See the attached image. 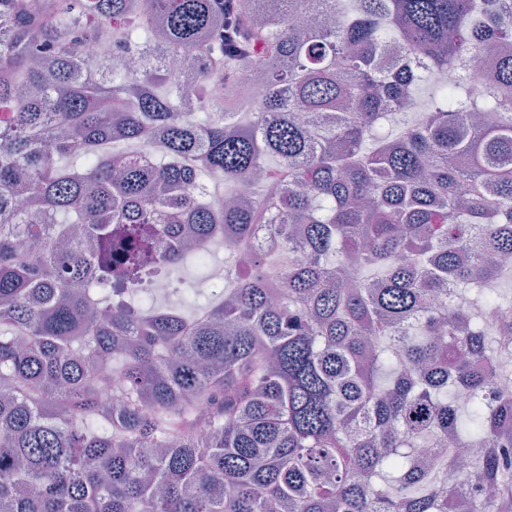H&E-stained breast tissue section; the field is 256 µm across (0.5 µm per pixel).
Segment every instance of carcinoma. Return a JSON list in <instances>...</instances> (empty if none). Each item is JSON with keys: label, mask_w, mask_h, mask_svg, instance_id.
<instances>
[{"label": "carcinoma", "mask_w": 512, "mask_h": 512, "mask_svg": "<svg viewBox=\"0 0 512 512\" xmlns=\"http://www.w3.org/2000/svg\"><path fill=\"white\" fill-rule=\"evenodd\" d=\"M336 2L0 0V512H512V0ZM223 274V266H220L214 268L208 276L196 279L203 275V269L193 262H187L178 273L172 276L174 285L180 288V292L173 293L171 288L160 284L156 287L158 301L162 305L188 312L193 309V305L203 304L202 299L194 297L193 288H208L213 282L222 280ZM194 279L196 280L193 281ZM177 280L181 281L180 284H177Z\"/></svg>", "instance_id": "obj_1"}]
</instances>
